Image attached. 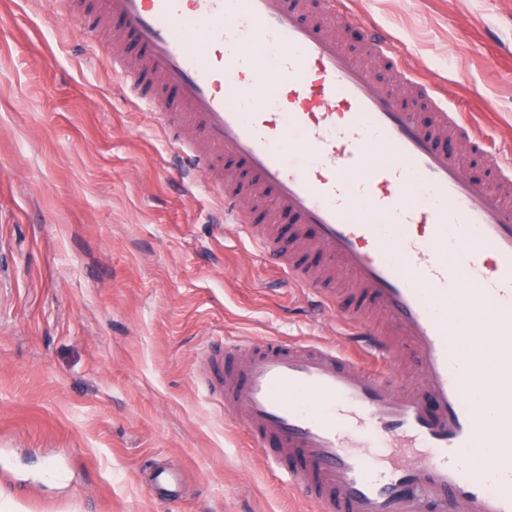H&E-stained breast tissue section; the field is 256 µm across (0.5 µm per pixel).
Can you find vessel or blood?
Returning a JSON list of instances; mask_svg holds the SVG:
<instances>
[{
	"instance_id": "b4317fda",
	"label": "vessel or blood",
	"mask_w": 512,
	"mask_h": 512,
	"mask_svg": "<svg viewBox=\"0 0 512 512\" xmlns=\"http://www.w3.org/2000/svg\"><path fill=\"white\" fill-rule=\"evenodd\" d=\"M183 183L337 311L347 346L209 341L207 395L317 512H512V162L344 0H70ZM412 84L405 98L374 65ZM277 90L260 98L264 76ZM465 144L486 176L465 174ZM483 326V344L467 336ZM485 397L471 398L474 386ZM179 499V471L141 472Z\"/></svg>"
}]
</instances>
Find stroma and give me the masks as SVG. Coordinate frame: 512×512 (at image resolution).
Here are the masks:
<instances>
[{
    "instance_id": "1",
    "label": "stroma",
    "mask_w": 512,
    "mask_h": 512,
    "mask_svg": "<svg viewBox=\"0 0 512 512\" xmlns=\"http://www.w3.org/2000/svg\"><path fill=\"white\" fill-rule=\"evenodd\" d=\"M512 156V0H347ZM58 0H0V512H315L198 384L210 338L342 342L188 189ZM163 460L187 498L139 481Z\"/></svg>"
}]
</instances>
